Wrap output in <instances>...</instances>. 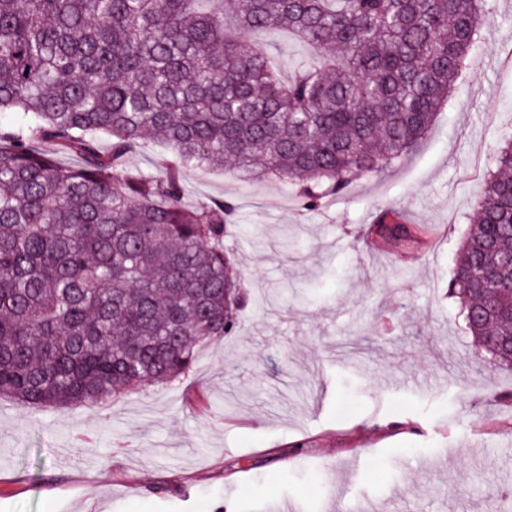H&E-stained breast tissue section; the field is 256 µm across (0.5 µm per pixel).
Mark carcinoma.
Masks as SVG:
<instances>
[{"mask_svg": "<svg viewBox=\"0 0 512 512\" xmlns=\"http://www.w3.org/2000/svg\"><path fill=\"white\" fill-rule=\"evenodd\" d=\"M202 2L0 0V397L22 408L170 384L235 332L236 205L187 207L182 168L230 164L316 211L418 147L493 19L489 0ZM284 30L307 47L286 78L250 39ZM150 139L174 160L134 174ZM370 235L403 250L422 230L386 207ZM448 293L512 369V136Z\"/></svg>", "mask_w": 512, "mask_h": 512, "instance_id": "obj_1", "label": "carcinoma"}]
</instances>
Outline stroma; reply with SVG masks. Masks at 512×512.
<instances>
[{"instance_id": "35a3bbf8", "label": "stroma", "mask_w": 512, "mask_h": 512, "mask_svg": "<svg viewBox=\"0 0 512 512\" xmlns=\"http://www.w3.org/2000/svg\"><path fill=\"white\" fill-rule=\"evenodd\" d=\"M420 145L316 213L273 181L190 167L186 205H237L240 328L188 378L35 414L0 398V512H512V371L445 292L489 160L512 134V0ZM383 207L430 227L368 238ZM396 317L383 330L380 312Z\"/></svg>"}]
</instances>
